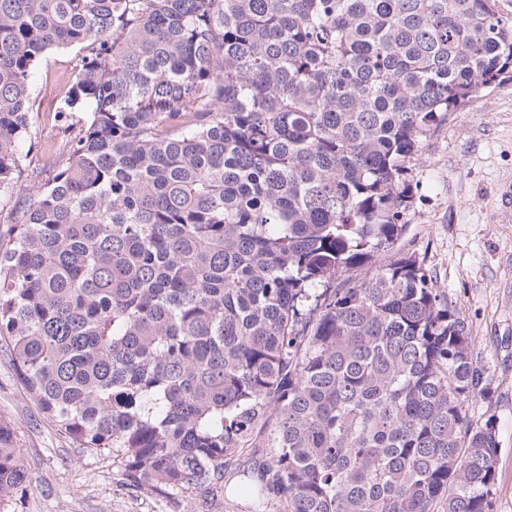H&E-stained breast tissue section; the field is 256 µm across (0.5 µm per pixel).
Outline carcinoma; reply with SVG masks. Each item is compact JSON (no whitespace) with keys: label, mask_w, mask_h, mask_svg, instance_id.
Here are the masks:
<instances>
[{"label":"carcinoma","mask_w":512,"mask_h":512,"mask_svg":"<svg viewBox=\"0 0 512 512\" xmlns=\"http://www.w3.org/2000/svg\"><path fill=\"white\" fill-rule=\"evenodd\" d=\"M70 46L89 120L0 239V338L39 410L164 493L494 512L466 319L394 251L409 160L512 77L494 0H0V197L32 73ZM26 482L0 420V504Z\"/></svg>","instance_id":"1"}]
</instances>
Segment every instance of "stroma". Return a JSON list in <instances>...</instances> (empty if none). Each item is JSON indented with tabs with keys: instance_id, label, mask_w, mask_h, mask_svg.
<instances>
[{
	"instance_id": "35a3bbf8",
	"label": "stroma",
	"mask_w": 512,
	"mask_h": 512,
	"mask_svg": "<svg viewBox=\"0 0 512 512\" xmlns=\"http://www.w3.org/2000/svg\"><path fill=\"white\" fill-rule=\"evenodd\" d=\"M79 48L49 51L30 84L35 110L23 141L40 167L58 138L55 115ZM412 200L403 251L424 257L448 301L465 317L488 391L474 419L493 418L500 452L495 512H512V215L501 207L512 185V80L492 83L432 127L411 159ZM0 420L8 422L27 468L23 491L0 512H260L258 501L198 491L170 495L130 485L111 459L77 448L20 383L0 341Z\"/></svg>"
}]
</instances>
